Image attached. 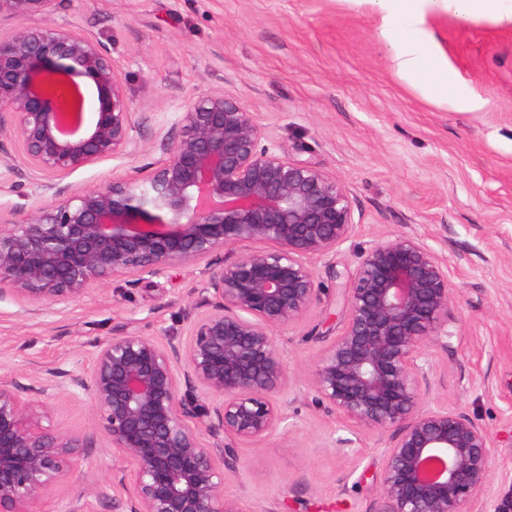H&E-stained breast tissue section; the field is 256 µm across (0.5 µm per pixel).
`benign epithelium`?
<instances>
[{"mask_svg":"<svg viewBox=\"0 0 512 512\" xmlns=\"http://www.w3.org/2000/svg\"><path fill=\"white\" fill-rule=\"evenodd\" d=\"M59 0H0L17 21L0 35V149L21 148L29 169L62 179L101 161L135 157L137 121L120 66L99 41L51 23ZM96 90L73 110L69 90ZM159 159L131 177L29 193L0 223V294L41 307L84 296L93 284L135 285L206 263L185 335L159 340L130 325L96 345L80 372L59 368L74 396L91 400L110 442L114 512H239L224 491L240 442L268 440L284 420L287 366L274 331L321 301L309 258L355 229L349 190L323 168L293 159L242 103L206 92L157 135ZM51 192V200L42 193ZM213 266L210 257L244 243ZM347 308L341 333L310 371L316 400L354 426L388 433L376 512H512L491 482L488 429L460 408L430 406L432 364L448 349L453 291L448 266L424 242L395 235L331 268ZM47 387L25 391L0 376V512H38L69 481L83 440L43 424Z\"/></svg>","mask_w":512,"mask_h":512,"instance_id":"benign-epithelium-1","label":"benign epithelium"}]
</instances>
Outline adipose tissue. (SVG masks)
Instances as JSON below:
<instances>
[{"label": "adipose tissue", "instance_id": "adipose-tissue-1", "mask_svg": "<svg viewBox=\"0 0 512 512\" xmlns=\"http://www.w3.org/2000/svg\"><path fill=\"white\" fill-rule=\"evenodd\" d=\"M380 16L398 72L432 97L457 91L459 79L434 35L423 27L427 15H449L465 24L478 18L512 23V0H368Z\"/></svg>", "mask_w": 512, "mask_h": 512}]
</instances>
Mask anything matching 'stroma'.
I'll list each match as a JSON object with an SVG mask.
<instances>
[{"label":"stroma","instance_id":"1","mask_svg":"<svg viewBox=\"0 0 512 512\" xmlns=\"http://www.w3.org/2000/svg\"><path fill=\"white\" fill-rule=\"evenodd\" d=\"M55 22L101 42L126 77L141 158L80 169L67 184L93 186L133 175L156 159L158 128L178 108L223 91L245 104L291 157L323 167L353 200L355 232L336 252L311 258L327 292L276 333L288 381L285 422L261 443L239 444L225 490L241 512H372L389 434L350 426L315 401L309 372L340 334L346 308L329 270L352 272L375 242L406 234L448 267L454 302L447 348H432L430 400L463 408L493 439L492 482L512 496V24H459L427 16L464 92L484 106L462 110L424 96L397 72L364 0H60ZM29 170L17 145L0 154V215ZM203 266L175 268L135 285L117 278L41 313L0 295V375L48 387L49 420L86 442L80 479L55 486L41 512H66L77 495L112 512L107 439L88 400L56 389L52 369L84 368L94 344L131 323L149 336L184 329Z\"/></svg>","mask_w":512,"mask_h":512}]
</instances>
